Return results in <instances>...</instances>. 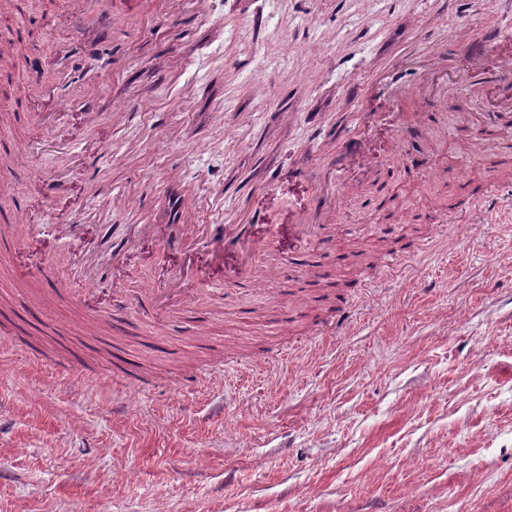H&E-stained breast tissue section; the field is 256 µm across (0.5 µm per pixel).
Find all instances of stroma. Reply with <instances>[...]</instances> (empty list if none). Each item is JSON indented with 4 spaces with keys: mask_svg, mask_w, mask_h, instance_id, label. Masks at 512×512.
Listing matches in <instances>:
<instances>
[{
    "mask_svg": "<svg viewBox=\"0 0 512 512\" xmlns=\"http://www.w3.org/2000/svg\"><path fill=\"white\" fill-rule=\"evenodd\" d=\"M498 12L112 0L80 18L75 0H11L0 39L29 48L0 71V104L41 82L51 117L0 111V217L21 206L43 227L17 263L0 236V324L42 353L0 348V512H512V132L494 122L496 52L463 48ZM440 42L476 87H446L424 52ZM395 118L411 129L398 159ZM480 134L493 149L474 151ZM369 160L370 189L305 255L319 278L299 275L291 225L337 164ZM470 173L497 180L493 222L446 220ZM183 186L199 223L273 230L280 276L237 287L205 263L184 314L97 323L114 288L162 287L182 262L166 242ZM141 222L155 234L120 285L80 301L100 225ZM61 251L70 266L29 275ZM116 350L146 392L86 378Z\"/></svg>",
    "mask_w": 512,
    "mask_h": 512,
    "instance_id": "obj_1",
    "label": "stroma"
}]
</instances>
